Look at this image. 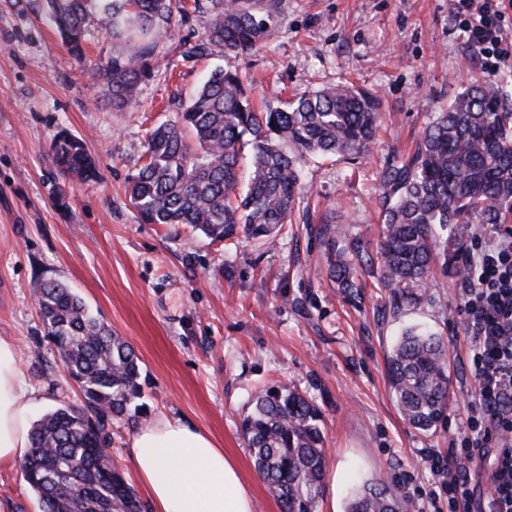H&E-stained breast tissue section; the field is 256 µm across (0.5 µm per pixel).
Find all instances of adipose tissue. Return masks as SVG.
<instances>
[{"instance_id":"1","label":"adipose tissue","mask_w":512,"mask_h":512,"mask_svg":"<svg viewBox=\"0 0 512 512\" xmlns=\"http://www.w3.org/2000/svg\"><path fill=\"white\" fill-rule=\"evenodd\" d=\"M30 403L15 348L1 339L0 463L24 455ZM131 448L154 512H255L236 463L199 428L160 416L135 432Z\"/></svg>"}]
</instances>
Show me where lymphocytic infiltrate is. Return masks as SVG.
<instances>
[{"instance_id":"1","label":"lymphocytic infiltrate","mask_w":512,"mask_h":512,"mask_svg":"<svg viewBox=\"0 0 512 512\" xmlns=\"http://www.w3.org/2000/svg\"><path fill=\"white\" fill-rule=\"evenodd\" d=\"M453 16L473 55L495 75L504 35L512 28L502 0H452ZM460 310L475 393L467 403L465 437L447 455L425 460L448 512H512V229L483 237L465 262ZM486 476V487L472 480Z\"/></svg>"}]
</instances>
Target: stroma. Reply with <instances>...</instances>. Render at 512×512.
<instances>
[{
    "label": "stroma",
    "mask_w": 512,
    "mask_h": 512,
    "mask_svg": "<svg viewBox=\"0 0 512 512\" xmlns=\"http://www.w3.org/2000/svg\"><path fill=\"white\" fill-rule=\"evenodd\" d=\"M40 0H0V338L17 348L33 418L80 399L44 336L32 283L66 284L139 358L141 407L113 419V466L151 500L131 455L137 429L165 414L209 433L238 465L257 512H281L253 466L241 421L253 395L287 383L318 406L326 448L316 512H343L353 479L382 481L430 512L425 450L447 454L464 436L474 388L459 310V275L434 263L416 302L394 305L377 274L358 270L357 296L327 273L321 223L344 224L377 255L380 173L412 150L434 112L483 75L454 28L451 0H281L273 36L235 58L222 46L189 56L207 17H176L156 54L159 70L118 108L90 67L112 43L90 33L88 68L62 46ZM235 67L255 102L325 84L351 83L380 98L381 120L366 156L313 158L302 166L307 193L298 223L266 241L209 243L185 225L139 223L128 178L148 131L174 118L210 72ZM62 129L82 138L98 163L95 182L55 175L50 143ZM422 326L448 348L455 404L437 430L404 420L386 378L402 332ZM0 512H41L20 464L0 466Z\"/></svg>",
    "instance_id": "35a3bbf8"
}]
</instances>
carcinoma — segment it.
Here are the masks:
<instances>
[{"label": "carcinoma", "mask_w": 512, "mask_h": 512, "mask_svg": "<svg viewBox=\"0 0 512 512\" xmlns=\"http://www.w3.org/2000/svg\"><path fill=\"white\" fill-rule=\"evenodd\" d=\"M206 37L238 56L270 38L280 0H210ZM63 45L82 66L89 28L112 40V56L96 75L118 108L132 104L138 83L155 70V47L170 32L181 0H43ZM380 120L377 97L348 86L322 87L280 107L256 109L238 71L215 69L177 113L154 127L132 175L129 202L143 224H187L212 242L239 234L267 238L296 222L303 192L300 163L315 154L361 156ZM51 151L59 172L81 183L97 176L83 141L58 132ZM383 187L379 285L393 301L415 298L433 262L456 267L464 251L453 224H499L512 212V104L491 78H481L436 113L410 156L395 157ZM328 270L354 293L355 265L372 259L338 248L343 228L317 229ZM33 295L45 337L70 378L80 404L64 403L36 420L22 470L41 512H141L134 489L105 451L112 418L140 396L138 357L89 313L64 283L38 278ZM393 394L414 429L431 432L448 416V351L434 333L410 328L387 357ZM253 464L282 512H314L326 460L320 410L288 385L262 390L243 418ZM346 512H408L404 497L380 482L357 484Z\"/></svg>", "instance_id": "obj_1"}]
</instances>
